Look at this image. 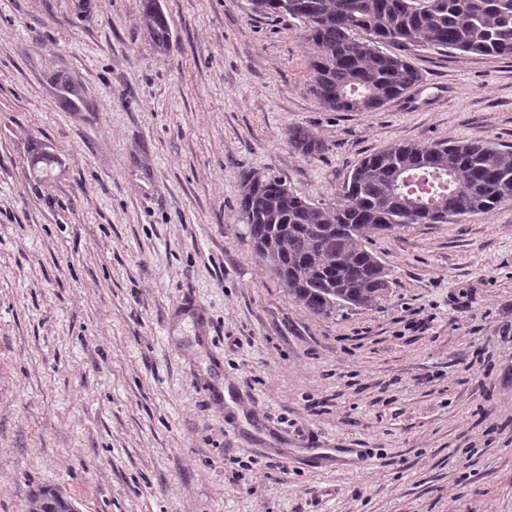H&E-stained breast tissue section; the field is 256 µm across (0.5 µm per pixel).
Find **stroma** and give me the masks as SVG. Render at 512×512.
I'll return each mask as SVG.
<instances>
[{
	"label": "stroma",
	"mask_w": 512,
	"mask_h": 512,
	"mask_svg": "<svg viewBox=\"0 0 512 512\" xmlns=\"http://www.w3.org/2000/svg\"><path fill=\"white\" fill-rule=\"evenodd\" d=\"M161 6L164 52L140 0H0V512L41 486L77 512H512V201L371 237L386 297L319 316L237 207L244 168L329 205L391 144L511 146L512 59L413 46L406 98L331 112L298 20ZM255 415L381 461L259 455ZM143 14L149 19L147 36L153 48L159 52L169 48L172 36L168 20L159 0H140ZM288 145L295 152L308 157L319 155L326 149L325 144L302 125L288 129Z\"/></svg>",
	"instance_id": "35a3bbf8"
}]
</instances>
